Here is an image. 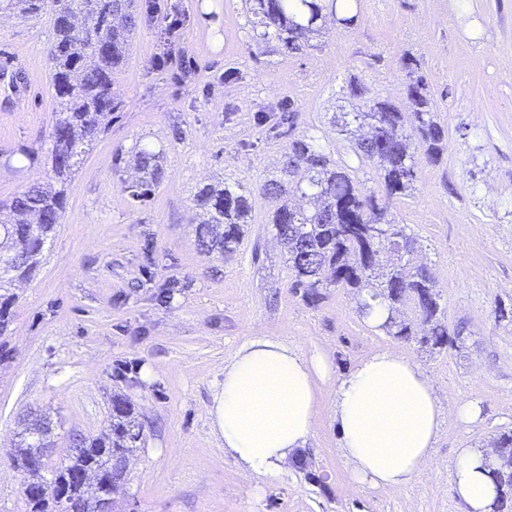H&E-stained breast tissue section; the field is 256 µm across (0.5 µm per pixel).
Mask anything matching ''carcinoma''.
Masks as SVG:
<instances>
[{
    "mask_svg": "<svg viewBox=\"0 0 512 512\" xmlns=\"http://www.w3.org/2000/svg\"><path fill=\"white\" fill-rule=\"evenodd\" d=\"M338 0H249L256 38L276 42L284 55L313 47L327 16L337 15ZM20 19L51 13L55 37L49 51L55 112L49 157L51 175L0 201V332L14 302L9 290L31 276L66 208L67 188L87 146L103 134L121 102L112 91V73L123 63L140 21L137 0H0V14ZM412 111L387 100L368 99L358 112H335L332 123L352 138L356 155L372 162L382 179L380 195L366 190L349 171L324 152L312 135L292 134L278 173L260 186L272 203L268 224L287 255L294 293L312 304L331 284L355 290L358 309L368 294L387 304L382 330L410 339L431 351L456 346L461 331L448 332L432 269L413 264L407 255L417 239L391 218L394 198L414 190L416 154L435 162L444 128L437 122L421 75L407 87ZM412 128L415 135L407 133ZM140 173L132 196L147 197L162 177L159 154L135 153ZM193 203L200 211L195 237L199 253L230 256L242 243L249 223L251 190L237 183L206 184ZM55 425L44 413L26 418L17 462L27 474L22 487L26 512H93L97 498L112 493L123 459L141 444L134 408L112 396L109 432L72 440L65 462L51 469L46 458L54 447ZM492 470L500 509L512 496V432L499 437ZM51 472L46 479L44 471Z\"/></svg>",
    "mask_w": 512,
    "mask_h": 512,
    "instance_id": "1",
    "label": "carcinoma"
}]
</instances>
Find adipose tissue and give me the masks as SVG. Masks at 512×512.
Instances as JSON below:
<instances>
[{
  "instance_id": "obj_1",
  "label": "adipose tissue",
  "mask_w": 512,
  "mask_h": 512,
  "mask_svg": "<svg viewBox=\"0 0 512 512\" xmlns=\"http://www.w3.org/2000/svg\"><path fill=\"white\" fill-rule=\"evenodd\" d=\"M331 376L327 355L301 354L273 340L251 341L225 361L213 426L243 473L269 478L293 465L312 435L320 388ZM332 413L353 485L402 491L427 470L444 407L424 370L387 349L342 377ZM491 463L481 448L459 449L455 457L451 488L468 512L494 510L500 492Z\"/></svg>"
}]
</instances>
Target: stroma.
<instances>
[{
	"mask_svg": "<svg viewBox=\"0 0 512 512\" xmlns=\"http://www.w3.org/2000/svg\"><path fill=\"white\" fill-rule=\"evenodd\" d=\"M154 2L112 75L121 107L83 154L61 222L33 275L17 283L0 336V512H24L25 475L14 463L22 416L43 410L58 423L55 466L68 433L105 431L116 393L143 433L113 494L116 512H467L450 489L456 450L493 446L512 430V326L493 315L512 304V0H466L463 10L457 0H359L355 25L329 26L294 56L254 39L244 0H177L192 53L162 67L157 35L170 0ZM52 40L50 14L0 16V200L49 171ZM411 63L437 106L444 151L420 161L413 193L391 213L417 238L414 259L434 272L449 329L463 331L462 347L435 353L369 328L350 289H325L316 305L295 294L259 191L287 144L270 110L293 111L296 131L365 190L381 191L373 164L330 117L352 111L353 79L409 111ZM14 74L20 109L7 82ZM142 147L159 153L163 174L137 200L129 186ZM216 181L252 192L251 222L229 258L201 255L193 233L192 198ZM256 338L328 353L335 379L376 351L404 352L447 403L478 401L482 416L465 425L447 414L428 472L408 489L359 490L331 417L334 379L320 388L313 435L288 473L246 478L209 409L225 360Z\"/></svg>",
	"mask_w": 512,
	"mask_h": 512,
	"instance_id": "stroma-1",
	"label": "stroma"
}]
</instances>
